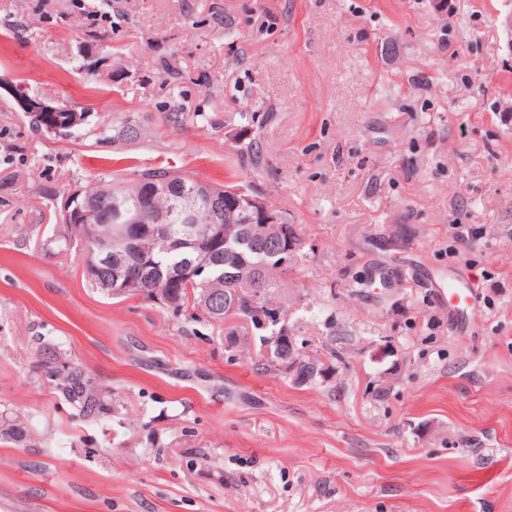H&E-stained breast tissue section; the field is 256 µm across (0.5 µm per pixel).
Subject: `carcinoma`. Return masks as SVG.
Instances as JSON below:
<instances>
[{"label": "carcinoma", "instance_id": "obj_1", "mask_svg": "<svg viewBox=\"0 0 512 512\" xmlns=\"http://www.w3.org/2000/svg\"><path fill=\"white\" fill-rule=\"evenodd\" d=\"M97 142H131L138 138L139 130L129 121L97 127ZM249 191L242 183L214 185L197 180L185 172L144 170L132 180L111 179L96 183L92 188L75 190L73 198L96 203L82 223L73 221L72 213L60 210V220L68 225L71 236L84 250V267L88 270L101 265L104 255L98 251L101 240H115L124 225L112 220V199L119 197L130 209L137 208L144 196L154 194L153 220L150 231L136 241V246L123 252L133 270L135 288L147 301H154L174 312L189 311L191 316L201 314L210 323L222 324L234 320L237 327L252 328L260 332L262 370L285 374L296 384L314 383L330 372L327 361L342 360L335 348L328 346V360L303 356L293 340L282 343L275 340L281 329L274 326L269 306L279 291V273L282 268L267 253L254 249L244 237L246 217H237L233 224L222 227L221 241H211L208 227L198 224L192 235L185 236L180 211L188 200L203 201L207 196L222 199ZM162 228L173 237H184L186 243L171 253L160 251L152 231ZM265 234L291 246L295 254L300 245L292 224H273ZM178 273L177 285L168 282V274ZM91 287L108 296H125L130 285L116 282L106 275L87 277ZM236 300V309L226 310L224 297ZM43 352V372L56 382V389L86 418H92L102 405L103 393L92 378L80 367L61 361L54 351L38 345Z\"/></svg>", "mask_w": 512, "mask_h": 512}]
</instances>
